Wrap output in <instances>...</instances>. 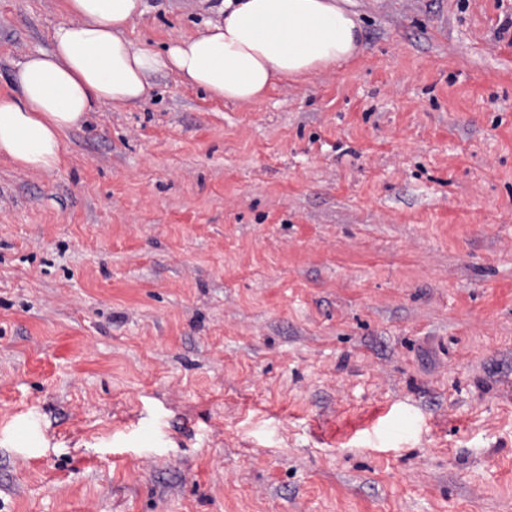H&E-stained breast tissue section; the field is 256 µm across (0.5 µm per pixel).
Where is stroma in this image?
Instances as JSON below:
<instances>
[{
	"label": "stroma",
	"instance_id": "stroma-1",
	"mask_svg": "<svg viewBox=\"0 0 512 512\" xmlns=\"http://www.w3.org/2000/svg\"><path fill=\"white\" fill-rule=\"evenodd\" d=\"M348 7L258 103L159 74L0 160V512H512V0ZM66 17L0 0V95Z\"/></svg>",
	"mask_w": 512,
	"mask_h": 512
}]
</instances>
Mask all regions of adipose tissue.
Returning <instances> with one entry per match:
<instances>
[{
  "label": "adipose tissue",
  "mask_w": 512,
  "mask_h": 512,
  "mask_svg": "<svg viewBox=\"0 0 512 512\" xmlns=\"http://www.w3.org/2000/svg\"><path fill=\"white\" fill-rule=\"evenodd\" d=\"M346 2L223 0L203 31L157 51L125 36L142 0H65L69 18L54 27L51 48L28 56L15 73L17 92L0 96V156L52 172L67 130L95 109L147 98L157 73L255 103L281 80L310 77L357 53L361 26Z\"/></svg>",
  "instance_id": "adipose-tissue-1"
}]
</instances>
